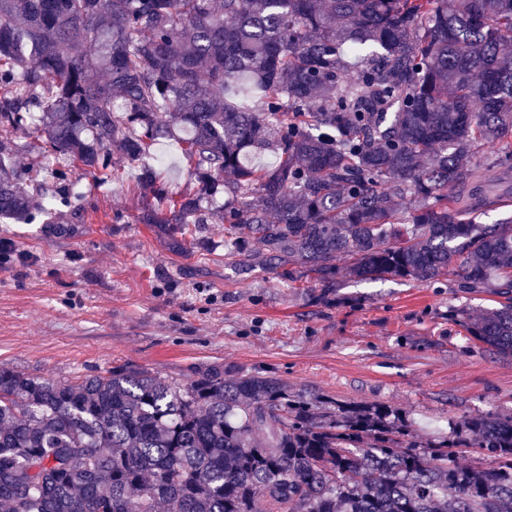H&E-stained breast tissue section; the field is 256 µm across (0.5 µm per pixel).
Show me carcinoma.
<instances>
[{
    "label": "carcinoma",
    "instance_id": "1",
    "mask_svg": "<svg viewBox=\"0 0 512 512\" xmlns=\"http://www.w3.org/2000/svg\"><path fill=\"white\" fill-rule=\"evenodd\" d=\"M512 0H0V218L30 223L123 180L164 139L193 193L143 167L137 222L174 246L224 225L325 288L345 279L491 288L448 310L512 357ZM271 152L276 160L257 164ZM454 193H448V188ZM419 439L396 409L307 398L222 367L175 385L124 365L46 380L0 366L6 512H512V416ZM476 448L492 466L462 465ZM15 146L14 160L20 167H27L41 151V142L34 138H26L24 135L18 134L12 138Z\"/></svg>",
    "mask_w": 512,
    "mask_h": 512
}]
</instances>
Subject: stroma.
<instances>
[{
	"mask_svg": "<svg viewBox=\"0 0 512 512\" xmlns=\"http://www.w3.org/2000/svg\"><path fill=\"white\" fill-rule=\"evenodd\" d=\"M124 180L89 188L59 224H5L17 255L0 264V365L47 379L127 365L183 385L195 370L261 372L307 396L385 404L422 440L449 421L512 415V358L466 352L452 307L478 314L496 295L452 275L344 280L323 290L306 267L224 257V227L201 225L173 248L136 221Z\"/></svg>",
	"mask_w": 512,
	"mask_h": 512,
	"instance_id": "obj_1",
	"label": "stroma"
}]
</instances>
